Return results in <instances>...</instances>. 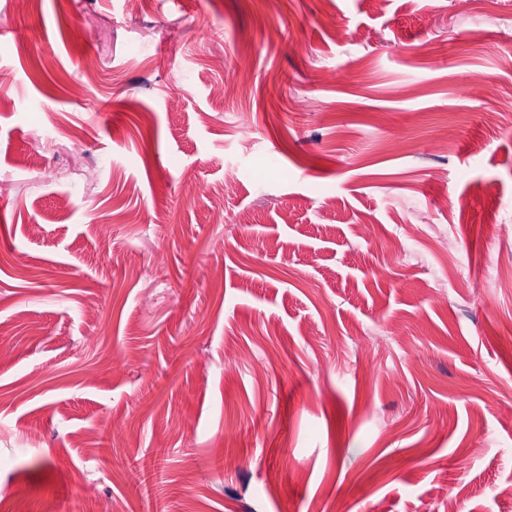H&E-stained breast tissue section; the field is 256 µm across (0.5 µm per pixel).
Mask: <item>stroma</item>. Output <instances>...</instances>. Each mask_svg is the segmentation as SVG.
I'll return each mask as SVG.
<instances>
[{
	"instance_id": "stroma-1",
	"label": "stroma",
	"mask_w": 512,
	"mask_h": 512,
	"mask_svg": "<svg viewBox=\"0 0 512 512\" xmlns=\"http://www.w3.org/2000/svg\"><path fill=\"white\" fill-rule=\"evenodd\" d=\"M504 11L0 0V495L512 512Z\"/></svg>"
}]
</instances>
